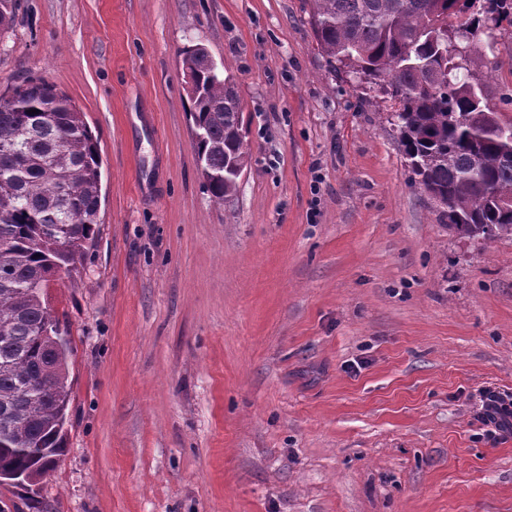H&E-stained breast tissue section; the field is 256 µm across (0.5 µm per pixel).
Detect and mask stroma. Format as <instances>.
I'll return each mask as SVG.
<instances>
[{
	"mask_svg": "<svg viewBox=\"0 0 512 512\" xmlns=\"http://www.w3.org/2000/svg\"><path fill=\"white\" fill-rule=\"evenodd\" d=\"M236 83L248 158L213 201L178 51ZM512 122V26L467 44ZM55 83L99 142L102 207L48 290L68 448L0 512H512V236L448 230L391 108L334 70L304 0H16L0 90ZM481 420L491 426L490 435L512 434V394L500 393L490 388L482 392Z\"/></svg>",
	"mask_w": 512,
	"mask_h": 512,
	"instance_id": "obj_1",
	"label": "stroma"
}]
</instances>
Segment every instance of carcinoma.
<instances>
[{
  "mask_svg": "<svg viewBox=\"0 0 512 512\" xmlns=\"http://www.w3.org/2000/svg\"><path fill=\"white\" fill-rule=\"evenodd\" d=\"M320 50L356 69L396 108L417 185L469 238L512 235V124L472 82L476 63L448 36L504 20L512 0H305ZM192 140L218 203L244 169L242 108L232 77L200 44L179 50ZM0 485H35L67 447L70 346L58 349L50 282L91 246L101 210L98 142L70 97L44 78L0 93Z\"/></svg>",
  "mask_w": 512,
  "mask_h": 512,
  "instance_id": "carcinoma-1",
  "label": "carcinoma"
}]
</instances>
